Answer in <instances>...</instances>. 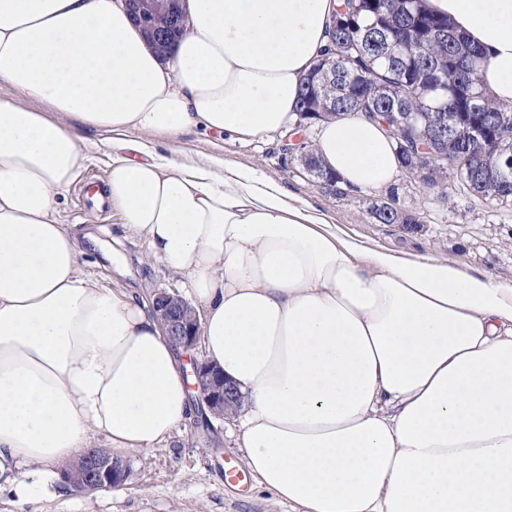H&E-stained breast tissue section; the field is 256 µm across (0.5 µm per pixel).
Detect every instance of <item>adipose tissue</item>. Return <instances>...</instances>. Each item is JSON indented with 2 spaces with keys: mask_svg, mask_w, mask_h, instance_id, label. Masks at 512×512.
Listing matches in <instances>:
<instances>
[{
  "mask_svg": "<svg viewBox=\"0 0 512 512\" xmlns=\"http://www.w3.org/2000/svg\"><path fill=\"white\" fill-rule=\"evenodd\" d=\"M343 0H179L158 55L124 0H0V490L20 500L102 439L167 444L195 412L187 350L83 271L58 214L78 126L120 136L104 192L122 232L187 276L200 344L246 400L236 444L291 512H512V289L370 250L256 168L193 169L129 130L286 133ZM512 101V0H426ZM343 184L401 171L359 113L318 124Z\"/></svg>",
  "mask_w": 512,
  "mask_h": 512,
  "instance_id": "adipose-tissue-1",
  "label": "adipose tissue"
}]
</instances>
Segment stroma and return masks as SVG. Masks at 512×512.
<instances>
[{
  "label": "stroma",
  "mask_w": 512,
  "mask_h": 512,
  "mask_svg": "<svg viewBox=\"0 0 512 512\" xmlns=\"http://www.w3.org/2000/svg\"><path fill=\"white\" fill-rule=\"evenodd\" d=\"M80 137L87 161L75 186L61 198L59 215L76 231H98L100 240L108 243L120 231L121 213L111 204L88 209L85 188L104 184L115 153L113 135L89 129ZM125 137L149 139L159 152L188 167L219 158L230 168H258L282 185L290 199L309 203L329 223L367 247L444 258L512 288V205L473 196L457 176L449 177L451 191L446 195L403 175L381 190L348 188L339 195L314 183L298 164L290 162L284 151L289 141L285 135L241 142L193 128L175 138L147 137L138 130L127 131ZM391 195L417 215L414 228L382 224L374 218L373 205ZM119 252L124 258L119 268L97 251H87L80 261L101 286L126 289L139 300L151 299L160 290L182 293L181 278L165 264L149 259L143 240H126ZM233 429L229 419L191 418L169 444L128 455L127 475L119 486L63 496L48 490L29 501L1 491L0 512H289L287 504L269 493L225 484V462L241 460Z\"/></svg>",
  "instance_id": "1"
}]
</instances>
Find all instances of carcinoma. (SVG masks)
Returning <instances> with one entry per match:
<instances>
[{
    "mask_svg": "<svg viewBox=\"0 0 512 512\" xmlns=\"http://www.w3.org/2000/svg\"><path fill=\"white\" fill-rule=\"evenodd\" d=\"M350 16L329 29L331 48L320 70L300 84L294 111L301 120L339 118L360 112L382 122L396 116L403 127L395 137L401 166L407 147L434 144L442 168L429 187L446 193L448 167H456L471 193L501 204L512 202V183L502 172L512 166V102L492 100L479 73L483 52L456 34L448 19L423 6V0H343ZM144 30L164 26L177 39L183 33L176 0H154Z\"/></svg>",
    "mask_w": 512,
    "mask_h": 512,
    "instance_id": "obj_1",
    "label": "carcinoma"
}]
</instances>
